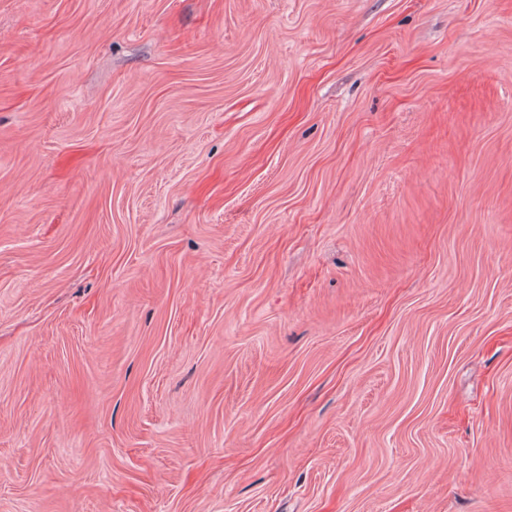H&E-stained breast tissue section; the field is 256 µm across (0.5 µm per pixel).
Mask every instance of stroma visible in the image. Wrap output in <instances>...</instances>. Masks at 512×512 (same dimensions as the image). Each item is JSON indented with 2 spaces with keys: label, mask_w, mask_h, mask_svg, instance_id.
Returning a JSON list of instances; mask_svg holds the SVG:
<instances>
[{
  "label": "stroma",
  "mask_w": 512,
  "mask_h": 512,
  "mask_svg": "<svg viewBox=\"0 0 512 512\" xmlns=\"http://www.w3.org/2000/svg\"><path fill=\"white\" fill-rule=\"evenodd\" d=\"M0 512H512V0H0Z\"/></svg>",
  "instance_id": "stroma-1"
}]
</instances>
